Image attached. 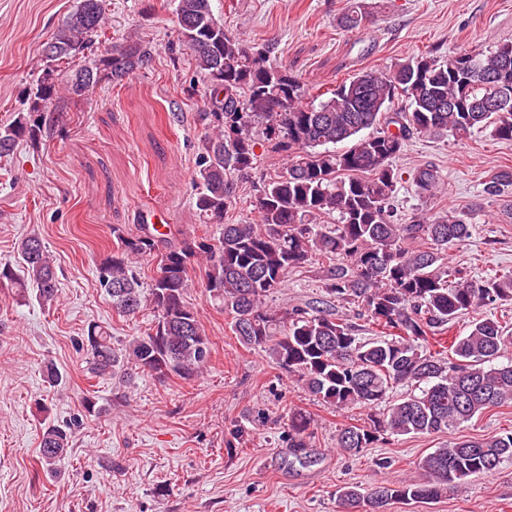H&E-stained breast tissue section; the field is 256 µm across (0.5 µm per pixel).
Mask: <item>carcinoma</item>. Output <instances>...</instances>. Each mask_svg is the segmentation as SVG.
Returning a JSON list of instances; mask_svg holds the SVG:
<instances>
[{
	"instance_id": "carcinoma-1",
	"label": "carcinoma",
	"mask_w": 512,
	"mask_h": 512,
	"mask_svg": "<svg viewBox=\"0 0 512 512\" xmlns=\"http://www.w3.org/2000/svg\"><path fill=\"white\" fill-rule=\"evenodd\" d=\"M178 41L190 51L206 81L211 134L195 163V208L212 237L171 243L150 232L132 235L112 227L117 252L96 268L98 285L112 310L131 316L154 313L150 332L117 349L111 332L93 325L84 336L87 370L94 376L130 368L159 378L191 380L211 357V342L186 293L191 259L205 260V295L232 318L241 344L264 349L282 372L297 378L324 403L339 409H382L370 424H344L336 447L358 455L386 434H432L454 430L486 411L512 403V330L495 316L473 318L465 336L444 346L442 335L458 318L482 307L512 302V271L474 278L448 266V245L470 236L463 215L398 222L396 199L402 173L395 166L414 135L450 132L463 140L488 130L512 140L511 109L487 112L501 92L512 97V42L448 59L413 57L388 71H370L313 95L269 47H247L224 29L212 0H174ZM364 6L340 18L356 28ZM103 0H73L50 37L57 53L43 66L29 111L50 112L65 97L86 100L107 80L117 86L152 60L142 40L108 45L86 59L105 35ZM404 108L389 112L396 100ZM368 129L370 133L359 136ZM40 126L25 115L0 128V157L16 142L38 139ZM353 141L343 151L339 142ZM286 156L273 176L256 175V147ZM252 180L258 222L224 223L236 200L235 179ZM439 178L417 170L413 183L432 194ZM512 187V170L491 175L484 193L500 197ZM336 225L324 229L325 220ZM159 257L152 283L143 286L134 260ZM319 257L329 263L326 298L357 306L360 315L388 333L363 340L355 326L322 306L272 310L266 299L288 272ZM57 271L36 234L17 244V265L0 263V283L23 293L37 291L44 303L58 298ZM418 393L400 399L399 386ZM311 421L299 409L288 415V444L300 464L308 462ZM70 434L45 427L41 467L52 469L69 448ZM512 459V432L486 438H455L422 458L426 482L345 488L349 509L387 512L392 503H427L459 490L472 475L492 474Z\"/></svg>"
}]
</instances>
